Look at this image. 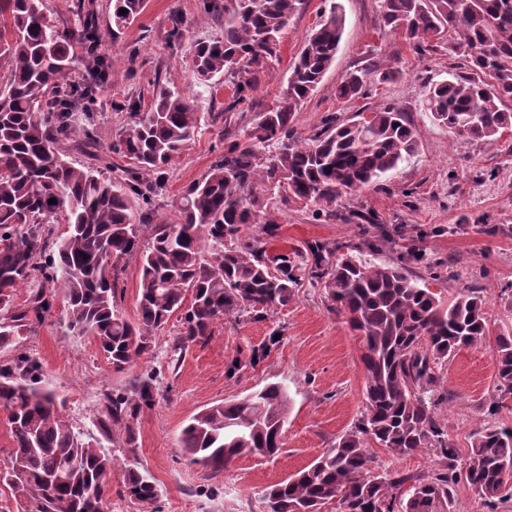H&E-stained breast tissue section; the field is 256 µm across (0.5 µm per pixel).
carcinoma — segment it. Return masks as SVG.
<instances>
[{
    "mask_svg": "<svg viewBox=\"0 0 512 512\" xmlns=\"http://www.w3.org/2000/svg\"><path fill=\"white\" fill-rule=\"evenodd\" d=\"M301 0H202L224 8V35L192 44L196 93L169 87L152 93L146 111L130 113L114 150L129 160L125 176L78 168L66 144L78 132L94 137V115L79 102L93 99L110 65L100 51L94 12L79 11L59 29L43 0H0V408L9 412L10 464L0 485L22 512H103L121 452L123 493L150 512L158 489L142 465L134 424L155 402L152 379L129 393H105L95 431L74 427L56 394L40 387L38 362L17 351L62 299L74 336L93 338L117 371L149 351L152 337L177 315V346L206 342L217 325L261 319L288 305L302 262L362 345L364 411L325 455L264 490L268 512H452L458 480L456 449L448 445L434 397L435 365L464 347L492 343L495 384L512 395V331L490 328L483 287L473 284L448 303L427 281L396 263L339 253L325 242L270 256L264 237L277 214L294 204L312 215L336 210L343 194L380 187L418 150L405 113L394 106L369 119L325 118L307 136L295 117L336 59L346 14L331 0L291 62L275 104L224 143V155L176 203L179 222H135L150 214L165 188L171 162L202 132L203 104L231 91L225 113L254 88L253 74L279 59L280 39ZM112 38L144 8V0H110ZM125 8L127 13L119 10ZM380 26L417 53L442 48L464 59L466 73L431 84L425 109L456 136L493 145L512 133V0H380ZM87 50V81L70 87L72 46ZM366 94L365 74L345 76L340 99ZM54 198L56 203L48 200ZM63 218L68 231L54 236ZM140 269L137 316L126 318L117 299L127 261ZM30 293L16 304L17 288ZM288 391L279 383L193 415L180 438L193 465L219 470L243 456H273L284 445ZM410 456L439 450L443 468L428 475L374 473L369 449ZM467 483L495 510L512 494V432L483 426L464 465Z\"/></svg>",
    "mask_w": 512,
    "mask_h": 512,
    "instance_id": "carcinoma-1",
    "label": "carcinoma"
}]
</instances>
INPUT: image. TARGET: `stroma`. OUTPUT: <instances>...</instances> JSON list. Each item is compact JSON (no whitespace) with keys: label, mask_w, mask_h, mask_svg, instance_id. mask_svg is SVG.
Here are the masks:
<instances>
[{"label":"stroma","mask_w":512,"mask_h":512,"mask_svg":"<svg viewBox=\"0 0 512 512\" xmlns=\"http://www.w3.org/2000/svg\"><path fill=\"white\" fill-rule=\"evenodd\" d=\"M91 2L103 51L116 63L89 106L98 116L96 141L75 137L67 145V157L75 166L113 177L127 164L112 150L129 120L126 103L148 104L160 85L192 91L196 78L189 46L221 36L224 17L204 13L200 0H146L143 13L116 40L109 0ZM342 2L346 25L336 60L298 112V131L309 133L330 113L351 120L359 112L390 104L405 112L419 153L387 178L383 188L343 196L335 216L317 220L306 209H283L277 233L266 240L268 254L290 253L314 240L348 245L375 236L379 249L373 260L402 262L411 277L425 274L422 265L402 261V254L411 249L454 267L456 278L431 284L442 298L468 287L472 273H480L491 327L512 329V137L494 145L468 142L434 123L424 109L428 87L459 71L461 60L441 49L415 53L400 37L381 32L379 0ZM326 5V0H303L283 32L279 61L256 73L255 87L239 107L246 118L274 105L292 59ZM176 16L184 28L178 45L170 38ZM388 65L399 69V78L378 82V70ZM356 70L366 72L370 94L337 99V84ZM228 97L223 87L206 104L214 118L172 162L166 189L153 206V220L176 221V200L223 153L227 134L239 130V123L225 121L222 115ZM179 329L178 318H171L153 336L149 352L120 372L93 338L71 335L55 315L28 334L22 348L38 360L42 387L63 400L65 415L82 430L92 428L104 393H126L139 380L153 377L156 401L137 420L136 445L159 490L154 512H268L264 489L333 448L360 418L365 381L360 341L343 315L331 309L324 289L306 276L288 306L262 320L224 323L208 342L190 344L178 353L174 344ZM275 332L280 339L265 359L228 373L238 352L262 347ZM436 374L440 420L459 459H466L480 427L512 428V396L504 399L497 415L488 413L490 404L500 399L490 345L460 349ZM271 382L284 385L289 397L284 446L278 455L242 457L221 471L187 464L179 438L192 415ZM440 465L430 450L407 457L381 448L371 451L370 467L376 472L428 474Z\"/></svg>","instance_id":"1"}]
</instances>
